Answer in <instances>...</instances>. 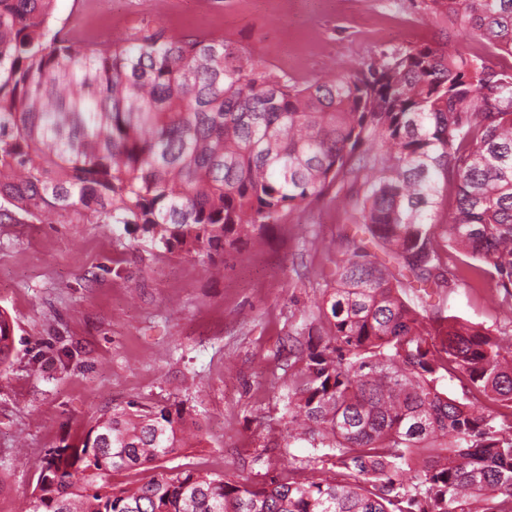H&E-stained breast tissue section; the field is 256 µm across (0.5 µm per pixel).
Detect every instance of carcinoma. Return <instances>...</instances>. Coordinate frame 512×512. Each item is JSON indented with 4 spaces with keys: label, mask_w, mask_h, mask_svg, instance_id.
Listing matches in <instances>:
<instances>
[{
    "label": "carcinoma",
    "mask_w": 512,
    "mask_h": 512,
    "mask_svg": "<svg viewBox=\"0 0 512 512\" xmlns=\"http://www.w3.org/2000/svg\"><path fill=\"white\" fill-rule=\"evenodd\" d=\"M53 2L0 0V217L120 225L212 262L334 187L363 237L326 275L284 396L288 444L322 451L332 475L162 470L117 489L202 432L178 407L130 402L48 450L29 512H512V336L403 298L471 272L512 317V0H426L443 46L303 85L161 24L80 45ZM461 36L500 62L460 52ZM443 183L455 205L435 224ZM13 349L0 310V365Z\"/></svg>",
    "instance_id": "carcinoma-1"
}]
</instances>
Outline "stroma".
<instances>
[{
	"label": "stroma",
	"mask_w": 512,
	"mask_h": 512,
	"mask_svg": "<svg viewBox=\"0 0 512 512\" xmlns=\"http://www.w3.org/2000/svg\"><path fill=\"white\" fill-rule=\"evenodd\" d=\"M77 13L94 41L158 22L223 37L300 84L446 34L423 0H319L312 10L304 0H55L58 20ZM354 230L331 191L221 256L214 276L113 224L0 223V308L14 324L0 366V512H26L48 449L130 402L177 406L202 424V441L168 456L166 470L257 482L294 462L318 466L317 450L287 444L290 337L340 256L324 243ZM407 300L512 335L494 285L466 280Z\"/></svg>",
	"instance_id": "stroma-1"
}]
</instances>
